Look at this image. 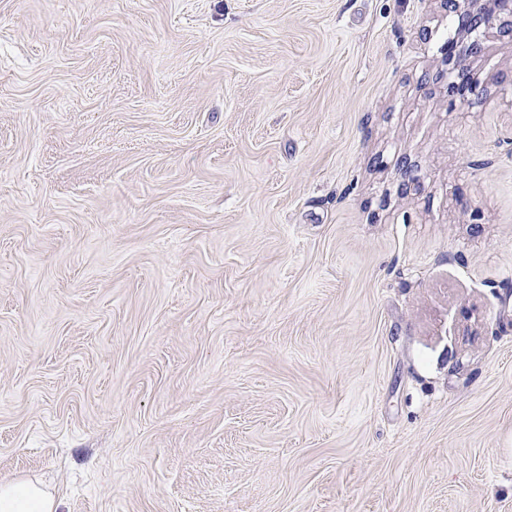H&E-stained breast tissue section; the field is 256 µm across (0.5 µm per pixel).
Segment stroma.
I'll use <instances>...</instances> for the list:
<instances>
[{"label": "stroma", "mask_w": 512, "mask_h": 512, "mask_svg": "<svg viewBox=\"0 0 512 512\" xmlns=\"http://www.w3.org/2000/svg\"><path fill=\"white\" fill-rule=\"evenodd\" d=\"M25 475L64 512H512V18L0 0Z\"/></svg>", "instance_id": "1"}]
</instances>
